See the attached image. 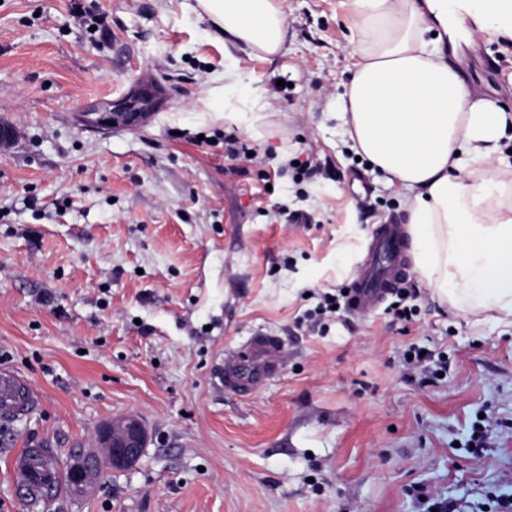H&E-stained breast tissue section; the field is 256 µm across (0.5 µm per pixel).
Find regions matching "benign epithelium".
<instances>
[{
    "label": "benign epithelium",
    "mask_w": 512,
    "mask_h": 512,
    "mask_svg": "<svg viewBox=\"0 0 512 512\" xmlns=\"http://www.w3.org/2000/svg\"><path fill=\"white\" fill-rule=\"evenodd\" d=\"M150 115L151 112L147 109H132L130 96L126 95L117 99L104 98L91 102L77 114V118L88 127L111 129L137 125ZM96 447V451L80 448L71 459V488L75 495L93 489V467L100 462H105L114 471L124 469L139 460L145 448L143 426L134 416L107 424L98 431Z\"/></svg>",
    "instance_id": "benign-epithelium-1"
}]
</instances>
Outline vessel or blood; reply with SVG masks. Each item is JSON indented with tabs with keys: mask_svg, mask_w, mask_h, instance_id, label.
I'll return each instance as SVG.
<instances>
[{
	"mask_svg": "<svg viewBox=\"0 0 512 512\" xmlns=\"http://www.w3.org/2000/svg\"><path fill=\"white\" fill-rule=\"evenodd\" d=\"M407 241L401 224L379 225L367 248L357 277L350 288L352 313L366 315L376 309L403 279L408 268ZM284 345L278 337L259 334L250 337L242 350L224 360L225 390L253 394L263 384L279 375L284 366ZM23 393V403L12 404L16 393ZM0 397L6 404L0 414L15 416L34 405L36 397L24 379L9 369L0 370Z\"/></svg>",
	"mask_w": 512,
	"mask_h": 512,
	"instance_id": "obj_1",
	"label": "vessel or blood"
}]
</instances>
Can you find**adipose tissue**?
I'll use <instances>...</instances> for the list:
<instances>
[{
  "mask_svg": "<svg viewBox=\"0 0 512 512\" xmlns=\"http://www.w3.org/2000/svg\"><path fill=\"white\" fill-rule=\"evenodd\" d=\"M358 31L339 102L351 148L406 197L414 271L432 296L512 325V113L475 95L432 23L448 0H348ZM225 43L273 60L288 36L283 0H196Z\"/></svg>",
  "mask_w": 512,
  "mask_h": 512,
  "instance_id": "obj_1",
  "label": "adipose tissue"
}]
</instances>
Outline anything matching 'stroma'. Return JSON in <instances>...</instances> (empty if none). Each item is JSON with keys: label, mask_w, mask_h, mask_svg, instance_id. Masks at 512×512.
<instances>
[{"label": "stroma", "mask_w": 512, "mask_h": 512, "mask_svg": "<svg viewBox=\"0 0 512 512\" xmlns=\"http://www.w3.org/2000/svg\"><path fill=\"white\" fill-rule=\"evenodd\" d=\"M192 2L0 0V123L16 134L0 147V366L42 402L0 420V512H28L23 449L63 460L125 415L144 424L142 457L50 512H491L512 495L511 325L462 315L413 276L409 323L391 295L326 332L302 325L316 292L350 285L376 225L406 218L337 134L348 0H284L288 41L270 61L225 48ZM100 14L110 36L91 29ZM475 51L500 69H470ZM453 62L512 109L511 37L477 31ZM142 87L162 99L142 125L77 122ZM219 89L257 92L262 132L212 112ZM219 130L262 167L239 170ZM296 156L326 174L295 182ZM256 334L282 340V372L250 396L225 390V353ZM412 346L446 372L408 374Z\"/></svg>", "instance_id": "obj_1"}]
</instances>
